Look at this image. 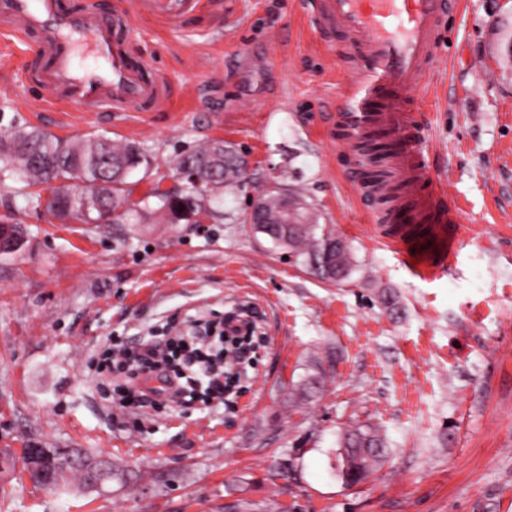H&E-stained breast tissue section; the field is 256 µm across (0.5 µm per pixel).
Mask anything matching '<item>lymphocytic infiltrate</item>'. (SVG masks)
I'll return each mask as SVG.
<instances>
[{
    "label": "lymphocytic infiltrate",
    "instance_id": "obj_1",
    "mask_svg": "<svg viewBox=\"0 0 512 512\" xmlns=\"http://www.w3.org/2000/svg\"><path fill=\"white\" fill-rule=\"evenodd\" d=\"M234 313L192 320L175 337L142 339L115 359L110 373L123 408H145L177 398L181 406L212 407L236 396L237 367L250 364L254 325L240 328Z\"/></svg>",
    "mask_w": 512,
    "mask_h": 512
}]
</instances>
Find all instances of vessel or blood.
<instances>
[{"mask_svg":"<svg viewBox=\"0 0 512 512\" xmlns=\"http://www.w3.org/2000/svg\"><path fill=\"white\" fill-rule=\"evenodd\" d=\"M198 0H148L154 14L180 18ZM457 0H313L312 20L323 35H345L343 60L361 81L353 112L344 119L349 144L373 129L393 142L391 161L405 193L390 209L374 212L403 258H415L412 272L423 279L443 274L459 249L464 229L455 205L441 193L427 192L430 165L421 144L424 127L412 111L410 92L424 87L439 64L440 29ZM0 17L10 22L7 35L29 46L47 63L36 73L51 97L86 112L112 109L151 112L168 96L164 82L150 75L144 61L120 47L117 22L94 0L72 9L66 0H0ZM93 48L100 63L88 69L76 59Z\"/></svg>","mask_w":512,"mask_h":512,"instance_id":"vessel-or-blood-1","label":"vessel or blood"}]
</instances>
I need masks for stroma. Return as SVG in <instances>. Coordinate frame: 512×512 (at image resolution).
Returning <instances> with one entry per match:
<instances>
[{"instance_id": "stroma-1", "label": "stroma", "mask_w": 512, "mask_h": 512, "mask_svg": "<svg viewBox=\"0 0 512 512\" xmlns=\"http://www.w3.org/2000/svg\"><path fill=\"white\" fill-rule=\"evenodd\" d=\"M122 45L174 95L157 112H77L21 80V43L0 48V132L140 143L133 187L182 182L181 151L221 139L244 153L246 190L192 224H58L22 182H0V217L25 238L0 254V512H512V0H461L441 32L421 109L431 175L459 205L455 264L413 276L378 239L336 115L343 41L325 44L312 0H222L172 22L126 0ZM304 196L348 246L352 272L319 279L245 223L273 183ZM249 312L262 339L235 405L124 409L94 367L111 338L174 335L184 320ZM322 374L311 397L293 391ZM368 425L385 455L342 475V437ZM79 448L125 469V488L35 487L21 450Z\"/></svg>"}]
</instances>
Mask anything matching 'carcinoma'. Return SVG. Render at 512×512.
<instances>
[{
  "instance_id": "obj_1",
  "label": "carcinoma",
  "mask_w": 512,
  "mask_h": 512,
  "mask_svg": "<svg viewBox=\"0 0 512 512\" xmlns=\"http://www.w3.org/2000/svg\"><path fill=\"white\" fill-rule=\"evenodd\" d=\"M387 148L369 138L362 152L377 166L375 179L384 178L380 163ZM243 157L237 148L221 139L206 141L178 154L173 160L180 174H195L200 184L189 180L180 188L164 191L154 186L138 201L131 200L130 175L144 168L150 176L152 162L139 143L106 136L64 140L38 128L18 129L0 135V178H18L35 188L31 199L41 203L42 192H49L47 211L61 224H98L112 221V212L126 208L136 215V223L163 221L190 223L209 208L228 188L246 187ZM66 180L78 181L73 190ZM288 194L274 186L250 202V221L254 229L275 245L305 257L308 266L318 270L325 281L345 280L351 272L352 258L344 241L318 224V216L304 205L291 210L293 223H284ZM345 481L353 486L367 479L381 460L383 442L371 427H357L343 438Z\"/></svg>"
}]
</instances>
